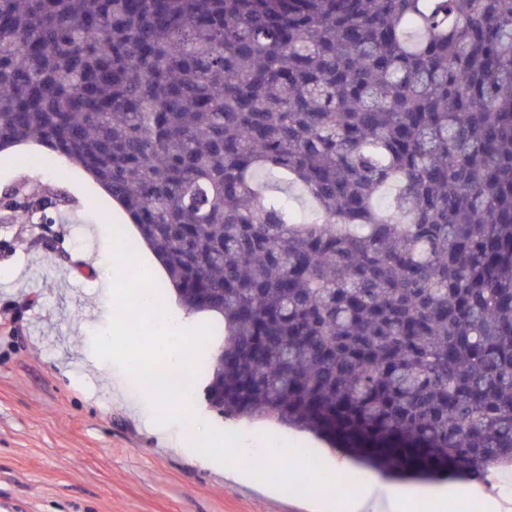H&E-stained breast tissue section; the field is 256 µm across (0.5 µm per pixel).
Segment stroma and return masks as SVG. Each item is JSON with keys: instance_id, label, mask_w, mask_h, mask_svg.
Wrapping results in <instances>:
<instances>
[{"instance_id": "stroma-1", "label": "stroma", "mask_w": 512, "mask_h": 512, "mask_svg": "<svg viewBox=\"0 0 512 512\" xmlns=\"http://www.w3.org/2000/svg\"><path fill=\"white\" fill-rule=\"evenodd\" d=\"M30 142L0 153V191L19 184L66 199L56 251L35 224L0 223V512H315L311 499L240 482L190 449L199 437L178 427V445L148 431L132 404L141 381L98 358L92 337L113 313L104 284L103 228L127 225L84 169L60 157L28 165ZM194 409L216 428L243 435L262 461V433L316 451L330 470L349 462L308 433L258 420H228L203 395Z\"/></svg>"}]
</instances>
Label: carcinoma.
I'll return each mask as SVG.
<instances>
[{
    "instance_id": "1",
    "label": "carcinoma",
    "mask_w": 512,
    "mask_h": 512,
    "mask_svg": "<svg viewBox=\"0 0 512 512\" xmlns=\"http://www.w3.org/2000/svg\"><path fill=\"white\" fill-rule=\"evenodd\" d=\"M28 142L221 317L224 418L390 475L512 466V0H0V150Z\"/></svg>"
}]
</instances>
